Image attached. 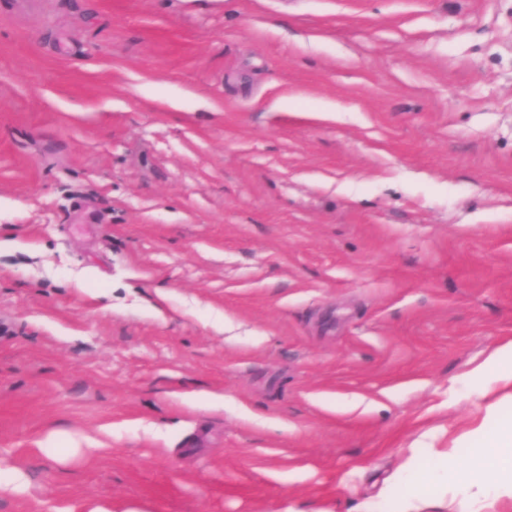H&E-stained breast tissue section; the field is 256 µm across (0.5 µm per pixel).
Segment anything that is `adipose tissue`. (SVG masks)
<instances>
[{"label": "adipose tissue", "mask_w": 512, "mask_h": 512, "mask_svg": "<svg viewBox=\"0 0 512 512\" xmlns=\"http://www.w3.org/2000/svg\"><path fill=\"white\" fill-rule=\"evenodd\" d=\"M512 359V341L500 345L487 359L486 365L497 368L503 382L500 399L487 404L485 417L475 429L461 435L460 441L472 445L475 462L471 480L459 482L456 477V458L453 454L435 448L412 451L403 465L398 479L385 490L381 502L370 507L369 512H417V496L412 485L420 478L440 489L441 493H452L470 504L469 512H484L490 504L501 499L512 500V420L502 418L501 406L512 403V370L505 368L506 360ZM427 456L432 467L421 472L418 461ZM499 469L497 481L483 482L481 469Z\"/></svg>", "instance_id": "adipose-tissue-1"}]
</instances>
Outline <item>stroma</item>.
<instances>
[{
  "instance_id": "obj_1",
  "label": "stroma",
  "mask_w": 512,
  "mask_h": 512,
  "mask_svg": "<svg viewBox=\"0 0 512 512\" xmlns=\"http://www.w3.org/2000/svg\"><path fill=\"white\" fill-rule=\"evenodd\" d=\"M510 339L512 0H0V512H362Z\"/></svg>"
}]
</instances>
